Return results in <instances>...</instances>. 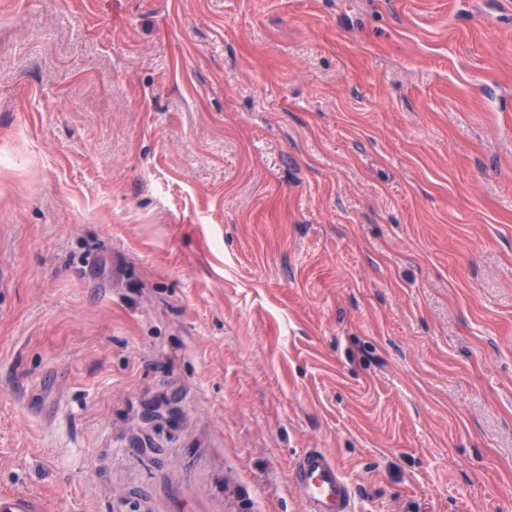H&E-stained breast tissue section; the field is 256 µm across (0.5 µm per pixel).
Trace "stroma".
<instances>
[{
	"label": "stroma",
	"instance_id": "obj_1",
	"mask_svg": "<svg viewBox=\"0 0 512 512\" xmlns=\"http://www.w3.org/2000/svg\"><path fill=\"white\" fill-rule=\"evenodd\" d=\"M512 512V0H0V493ZM291 476L308 512H353L349 487L337 465L323 452H306Z\"/></svg>",
	"mask_w": 512,
	"mask_h": 512
}]
</instances>
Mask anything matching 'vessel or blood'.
<instances>
[{"label": "vessel or blood", "mask_w": 512, "mask_h": 512, "mask_svg": "<svg viewBox=\"0 0 512 512\" xmlns=\"http://www.w3.org/2000/svg\"><path fill=\"white\" fill-rule=\"evenodd\" d=\"M307 512H353L351 493L337 465L323 452H306L292 473Z\"/></svg>", "instance_id": "b4317fda"}]
</instances>
